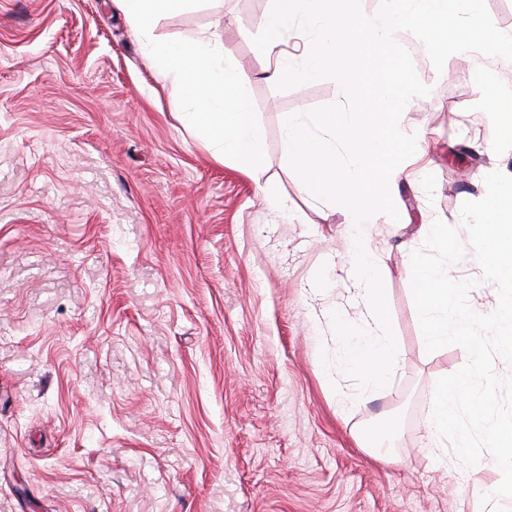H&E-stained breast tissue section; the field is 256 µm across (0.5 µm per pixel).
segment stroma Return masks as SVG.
<instances>
[{"instance_id":"1","label":"stroma","mask_w":512,"mask_h":512,"mask_svg":"<svg viewBox=\"0 0 512 512\" xmlns=\"http://www.w3.org/2000/svg\"><path fill=\"white\" fill-rule=\"evenodd\" d=\"M271 0H213L161 17V39L214 32L250 80L264 163L215 160L184 127L115 0H0V512H482L489 457L437 461L438 378L406 274L423 225L461 227L485 177L512 176L468 67L435 71L408 104L429 165L401 181L378 246L401 363L369 401L336 365L330 314L353 273L339 206L287 165L291 114L342 101L330 79L277 91L252 44ZM489 306L474 253L449 266ZM380 429L389 454L362 448Z\"/></svg>"}]
</instances>
